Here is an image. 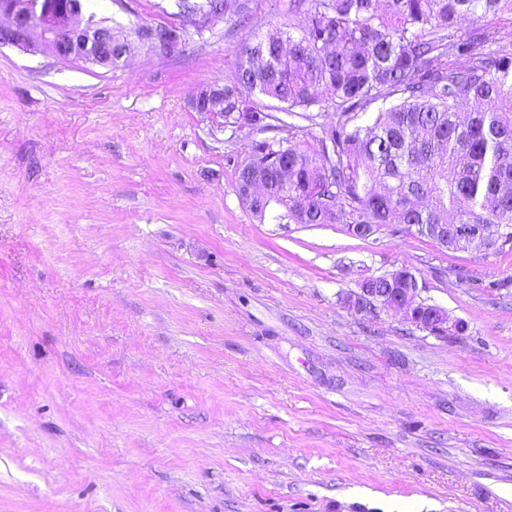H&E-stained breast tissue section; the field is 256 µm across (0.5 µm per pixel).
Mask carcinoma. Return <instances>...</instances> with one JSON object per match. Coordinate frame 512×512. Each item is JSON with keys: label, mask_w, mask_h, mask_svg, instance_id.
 Wrapping results in <instances>:
<instances>
[{"label": "carcinoma", "mask_w": 512, "mask_h": 512, "mask_svg": "<svg viewBox=\"0 0 512 512\" xmlns=\"http://www.w3.org/2000/svg\"><path fill=\"white\" fill-rule=\"evenodd\" d=\"M210 19L249 0H174ZM295 22L243 46L224 85V125L241 112L252 140L236 189L264 188L249 206L273 224H485L477 245L512 246V0H289ZM477 25L460 31L457 19ZM381 103L375 112L367 105ZM464 105L466 121L458 120ZM288 115L284 120L276 113ZM332 113L328 122L317 119ZM319 125L317 147L299 135Z\"/></svg>", "instance_id": "cac0c4a2"}]
</instances>
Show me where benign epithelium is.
Segmentation results:
<instances>
[{
    "mask_svg": "<svg viewBox=\"0 0 512 512\" xmlns=\"http://www.w3.org/2000/svg\"><path fill=\"white\" fill-rule=\"evenodd\" d=\"M0 19L7 21L0 26V45L29 50L33 48V32L38 29L46 46L61 44L67 47L69 57L106 68L112 67L113 55L122 58L129 50L128 43L115 38L112 27L81 22L80 10L70 0H0ZM136 40L164 52L179 45V39L148 24L141 28ZM222 100L224 89L210 88L196 97L193 107L210 113L213 103ZM453 231L459 239L477 240L486 235V225L455 224ZM352 307L359 312L377 307L402 311L409 322L423 329L448 327V313L435 305H420L414 288H364Z\"/></svg>",
    "mask_w": 512,
    "mask_h": 512,
    "instance_id": "benign-epithelium-1",
    "label": "benign epithelium"
}]
</instances>
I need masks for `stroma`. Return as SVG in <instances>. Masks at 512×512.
<instances>
[{
    "instance_id": "stroma-1",
    "label": "stroma",
    "mask_w": 512,
    "mask_h": 512,
    "mask_svg": "<svg viewBox=\"0 0 512 512\" xmlns=\"http://www.w3.org/2000/svg\"><path fill=\"white\" fill-rule=\"evenodd\" d=\"M83 2L112 68L0 45V512H512V251L254 219L193 100L288 0ZM405 268L464 333L349 307ZM177 14H183L184 10H193L194 12L207 15L209 20L222 17L229 4L235 6L234 13L241 24L249 23L252 18L249 0H174ZM178 31L179 38H171L168 34L164 32H158L154 25H144L141 30L139 36L134 34L133 36L142 44L148 45L150 48L154 50H160L164 52L173 51L178 47L179 40H181L180 31Z\"/></svg>"
}]
</instances>
